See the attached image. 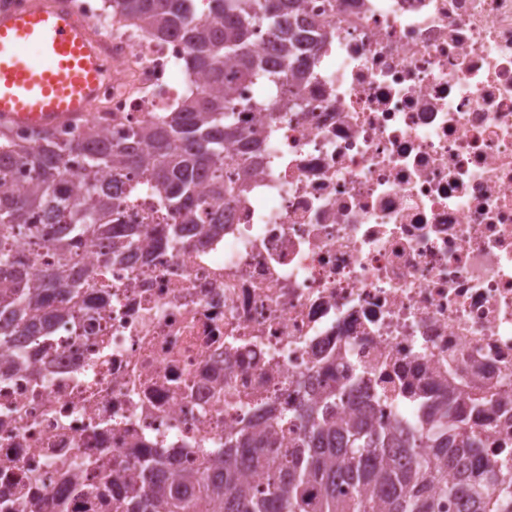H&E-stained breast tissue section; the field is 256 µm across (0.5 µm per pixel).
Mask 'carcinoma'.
<instances>
[{
  "instance_id": "obj_1",
  "label": "carcinoma",
  "mask_w": 512,
  "mask_h": 512,
  "mask_svg": "<svg viewBox=\"0 0 512 512\" xmlns=\"http://www.w3.org/2000/svg\"><path fill=\"white\" fill-rule=\"evenodd\" d=\"M107 0L108 18L156 42L177 38V65L189 82L165 112L128 126L112 140L94 124L59 141L33 133L35 148L0 132V347L14 336L47 326L61 308L74 310L88 288L107 294L112 283L88 279L73 248L98 249L100 267H112L136 244L112 240L116 216L141 192L157 194L159 211L147 224H222L201 193L240 190L248 169L224 182L232 162L224 143L241 138L235 123L243 83L288 81L291 46L301 42L294 20L300 0ZM265 29V57L251 46L254 25ZM112 182L99 180L103 169ZM26 178L22 189L17 176ZM26 239L29 249L18 247ZM343 394L334 390L300 408L305 431L293 447L274 451L264 435L210 453L196 467H169L156 484L135 489L119 512H512V461L498 470L477 466L482 448L473 427L453 406L421 403L425 426L386 433L364 413L337 419ZM261 473L250 484L244 472ZM454 479H448L449 475Z\"/></svg>"
}]
</instances>
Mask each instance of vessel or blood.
<instances>
[{"label":"vessel or blood","instance_id":"1","mask_svg":"<svg viewBox=\"0 0 512 512\" xmlns=\"http://www.w3.org/2000/svg\"><path fill=\"white\" fill-rule=\"evenodd\" d=\"M32 45L37 58L23 52ZM108 46L70 0H0V123L52 129L86 118L100 95Z\"/></svg>","mask_w":512,"mask_h":512}]
</instances>
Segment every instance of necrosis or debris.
Returning a JSON list of instances; mask_svg holds the SVG:
<instances>
[{"mask_svg":"<svg viewBox=\"0 0 512 512\" xmlns=\"http://www.w3.org/2000/svg\"><path fill=\"white\" fill-rule=\"evenodd\" d=\"M112 45L93 120L119 135L176 91L174 39ZM300 107L238 87L255 141L224 228L170 243L142 196L141 247L78 317L0 354V512H115L148 459L200 463L337 388L377 428L486 391L481 463L512 457V0H303Z\"/></svg>","mask_w":512,"mask_h":512,"instance_id":"4bbe7bcc","label":"necrosis or debris"}]
</instances>
